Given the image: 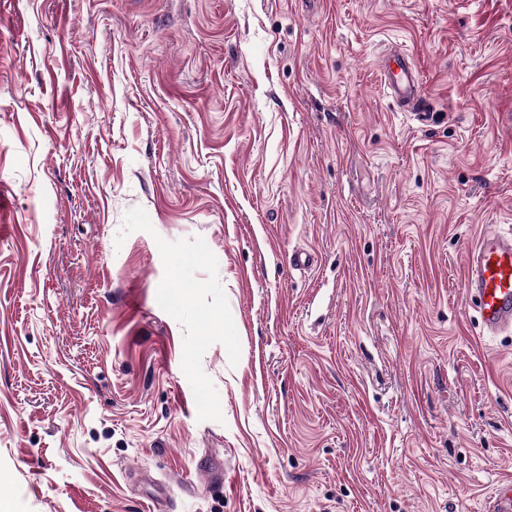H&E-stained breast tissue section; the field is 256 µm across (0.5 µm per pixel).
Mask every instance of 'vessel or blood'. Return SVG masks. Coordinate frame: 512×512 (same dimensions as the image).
<instances>
[{
  "label": "vessel or blood",
  "mask_w": 512,
  "mask_h": 512,
  "mask_svg": "<svg viewBox=\"0 0 512 512\" xmlns=\"http://www.w3.org/2000/svg\"><path fill=\"white\" fill-rule=\"evenodd\" d=\"M381 83L399 111L420 123L432 114L418 72L408 57L389 52L380 71ZM464 293L474 299L484 335L512 332V229L484 227L465 255Z\"/></svg>",
  "instance_id": "b4317fda"
}]
</instances>
